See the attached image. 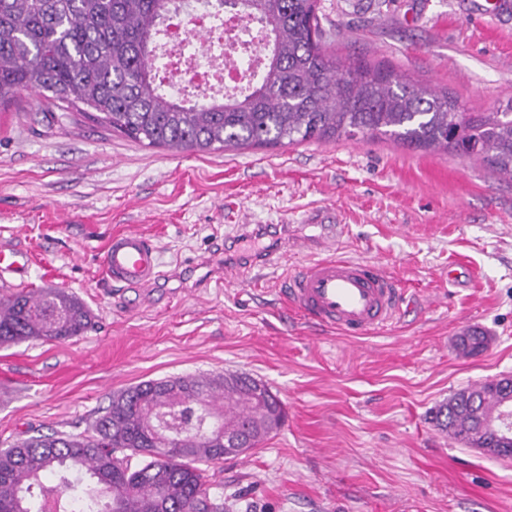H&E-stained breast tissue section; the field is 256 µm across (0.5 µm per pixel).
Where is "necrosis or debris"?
Masks as SVG:
<instances>
[{
	"instance_id": "4bbe7bcc",
	"label": "necrosis or debris",
	"mask_w": 512,
	"mask_h": 512,
	"mask_svg": "<svg viewBox=\"0 0 512 512\" xmlns=\"http://www.w3.org/2000/svg\"><path fill=\"white\" fill-rule=\"evenodd\" d=\"M254 24L234 15H215L197 6L173 12L166 20L165 41L158 62L167 87L182 92L185 86L201 92L235 91L240 74L258 67V53H241L229 60L233 46L248 39Z\"/></svg>"
}]
</instances>
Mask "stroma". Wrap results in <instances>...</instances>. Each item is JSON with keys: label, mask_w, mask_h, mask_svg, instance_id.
<instances>
[{"label": "stroma", "mask_w": 512, "mask_h": 512, "mask_svg": "<svg viewBox=\"0 0 512 512\" xmlns=\"http://www.w3.org/2000/svg\"><path fill=\"white\" fill-rule=\"evenodd\" d=\"M325 48L459 98L512 100V13L479 0H319ZM335 208L337 225L305 216ZM235 224L333 235L334 251L392 273L408 306L385 334L347 336L287 307L289 255L260 283L228 285L246 246ZM116 232L148 236L171 278L108 283ZM32 257L24 291L61 288L93 325L68 340L0 347V448L91 431L113 392L148 380L246 373L285 424L211 465L229 512H512V457L457 444L432 411L458 389L512 375V180L482 162L389 139L213 153L146 147L21 92L0 111V244ZM490 342L461 354L458 333Z\"/></svg>", "instance_id": "stroma-1"}]
</instances>
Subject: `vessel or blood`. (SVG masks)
<instances>
[{"mask_svg":"<svg viewBox=\"0 0 512 512\" xmlns=\"http://www.w3.org/2000/svg\"><path fill=\"white\" fill-rule=\"evenodd\" d=\"M28 252L0 248V273L25 279ZM104 272L123 288L140 289L165 278L156 247L135 232L113 235L104 252ZM404 290L375 264L351 258H322L288 281L287 299L315 324L353 336L375 334L402 314Z\"/></svg>","mask_w":512,"mask_h":512,"instance_id":"b4317fda","label":"vessel or blood"}]
</instances>
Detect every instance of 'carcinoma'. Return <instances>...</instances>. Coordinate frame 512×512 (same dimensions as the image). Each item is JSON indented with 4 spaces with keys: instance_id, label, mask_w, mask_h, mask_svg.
Returning a JSON list of instances; mask_svg holds the SVG:
<instances>
[{
    "instance_id": "cac0c4a2",
    "label": "carcinoma",
    "mask_w": 512,
    "mask_h": 512,
    "mask_svg": "<svg viewBox=\"0 0 512 512\" xmlns=\"http://www.w3.org/2000/svg\"><path fill=\"white\" fill-rule=\"evenodd\" d=\"M184 0H0V107L36 89L50 105L147 147L206 153L341 138H388L454 153L512 179V101L460 112L458 100L392 69L326 53L318 0H237L258 24L261 73L237 92L191 101L157 82L168 14ZM92 325L60 288L0 299V346L66 340ZM484 335L459 336L465 356ZM205 412L186 416L185 401ZM504 395L490 382L453 393L433 422L467 448H512L481 429ZM283 423L280 400L245 373L148 380L110 396L90 435H30L0 450V512H225L201 465L246 455ZM238 440L224 450V435ZM144 457L134 467L131 459ZM96 489L84 487L85 478Z\"/></svg>"
}]
</instances>
